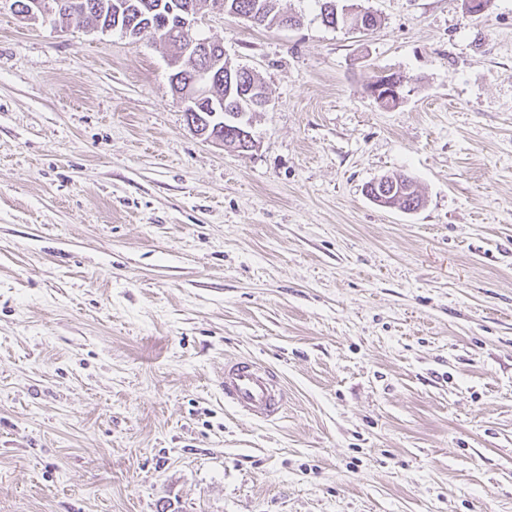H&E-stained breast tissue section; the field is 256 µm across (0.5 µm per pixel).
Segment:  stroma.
I'll list each match as a JSON object with an SVG mask.
<instances>
[{"mask_svg":"<svg viewBox=\"0 0 512 512\" xmlns=\"http://www.w3.org/2000/svg\"><path fill=\"white\" fill-rule=\"evenodd\" d=\"M339 2L378 26L202 4L271 100L245 155L152 40L0 7V512H512V0ZM229 357L281 420L225 405ZM212 9L232 15H248L258 18L252 22L257 26L271 28L273 26L296 25L299 21L295 16L281 13L276 9V0H210ZM226 2V4H224ZM402 80L394 75L384 76L370 86L371 95L380 103L397 105L401 100ZM197 112H208V109H197ZM197 112H187L188 120L190 123V127L195 132V134L200 138L204 139L205 141H219L225 148L229 150L232 149L233 151L238 152L239 154L242 155H245L253 151L257 147V141L253 138L252 134L249 133L247 130V127L250 125L248 121L252 119L251 112H248V115L240 113L238 116H235V118L240 119L243 117V115H247L246 122L248 123L246 125L242 124L236 128H233V133L231 132L230 135L227 138H225V140L224 132L228 130V127L225 126L223 129H221L222 126L218 125L214 128L209 120V117H212L210 114H208V117H202L199 114H197ZM192 114H195L197 118L193 120ZM383 178L381 181L386 182L387 188L386 191L390 193L392 190H395L392 198L394 202L398 203L400 207H403L405 210H416L422 203L421 195L417 189L415 182L408 176L404 174H389L382 175ZM379 177V178H381ZM393 179L389 182L388 179ZM387 180V181H386ZM395 182V183H394ZM414 204V206H413ZM413 206V207H412ZM224 403L243 417L273 422L284 413L288 394L270 368L252 359L234 358L224 362Z\"/></svg>","mask_w":512,"mask_h":512,"instance_id":"stroma-1","label":"stroma"}]
</instances>
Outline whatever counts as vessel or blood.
Returning <instances> with one entry per match:
<instances>
[{
  "label": "vessel or blood",
  "mask_w": 512,
  "mask_h": 512,
  "mask_svg": "<svg viewBox=\"0 0 512 512\" xmlns=\"http://www.w3.org/2000/svg\"><path fill=\"white\" fill-rule=\"evenodd\" d=\"M224 401L243 417L273 422L284 413L288 394L270 368L251 359L234 358L224 364Z\"/></svg>",
  "instance_id": "vessel-or-blood-1"
}]
</instances>
